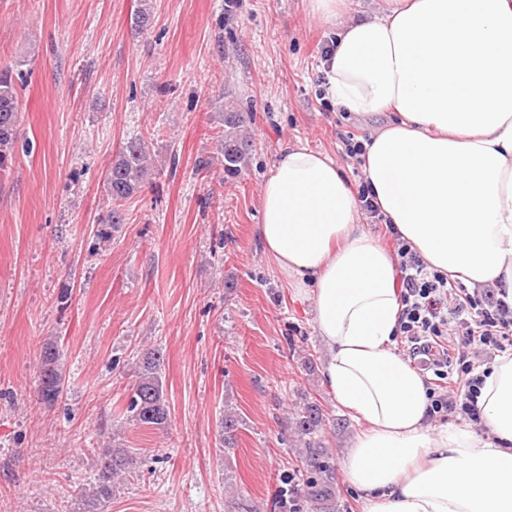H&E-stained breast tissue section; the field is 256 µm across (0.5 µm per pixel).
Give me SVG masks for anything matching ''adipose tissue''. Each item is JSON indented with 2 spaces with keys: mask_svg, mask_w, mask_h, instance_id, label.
<instances>
[{
  "mask_svg": "<svg viewBox=\"0 0 512 512\" xmlns=\"http://www.w3.org/2000/svg\"><path fill=\"white\" fill-rule=\"evenodd\" d=\"M323 67L338 111L392 115L362 171L398 233L449 279L512 304V0H392L339 22ZM258 231L311 296L325 383L362 425L342 468L364 512H512V355L485 367L482 429L430 428L427 381L396 350L394 258L335 161L285 145Z\"/></svg>",
  "mask_w": 512,
  "mask_h": 512,
  "instance_id": "1",
  "label": "adipose tissue"
}]
</instances>
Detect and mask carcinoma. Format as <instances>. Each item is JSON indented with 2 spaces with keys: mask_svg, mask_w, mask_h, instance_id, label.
Instances as JSON below:
<instances>
[{
  "mask_svg": "<svg viewBox=\"0 0 512 512\" xmlns=\"http://www.w3.org/2000/svg\"><path fill=\"white\" fill-rule=\"evenodd\" d=\"M152 0H138L132 15L131 27L142 34L152 27ZM18 92L12 69H0V172L9 169L14 158L20 126ZM220 120L219 138L222 166L227 175L238 174L244 166L252 145L244 134L251 113L239 109L236 90L231 84L224 85V102L218 106ZM156 174V165L148 143L139 135L125 139L109 166L104 191L110 209L101 223L116 226L124 223L123 206L134 197L150 176ZM163 354L151 349L139 358V380L133 388L127 412L130 420L141 425L163 430L169 426V409L162 379ZM41 401L48 407L58 400L64 383L63 366L55 346L46 347L41 364ZM325 419L319 405L310 404L295 417L296 433L307 439V445L315 442ZM133 454L123 448H103L97 455L95 467L97 478L80 488L83 512H105L106 504L112 500V479L133 470Z\"/></svg>",
  "mask_w": 512,
  "mask_h": 512,
  "instance_id": "obj_1",
  "label": "carcinoma"
}]
</instances>
